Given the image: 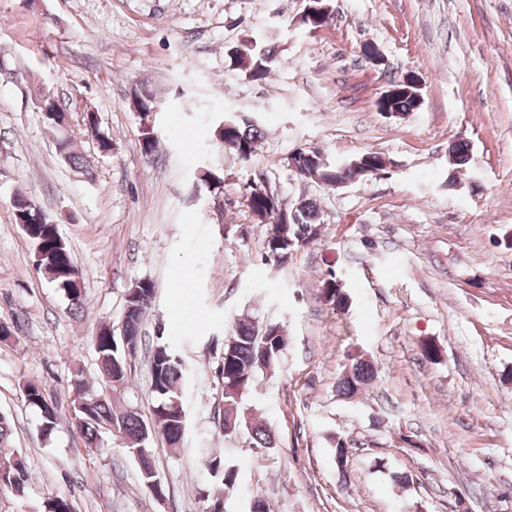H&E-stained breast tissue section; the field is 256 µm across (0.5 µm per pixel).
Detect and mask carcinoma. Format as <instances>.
<instances>
[{
	"instance_id": "cac0c4a2",
	"label": "carcinoma",
	"mask_w": 512,
	"mask_h": 512,
	"mask_svg": "<svg viewBox=\"0 0 512 512\" xmlns=\"http://www.w3.org/2000/svg\"><path fill=\"white\" fill-rule=\"evenodd\" d=\"M233 59L246 77L263 81L270 77L278 62L276 50L263 44L252 47L243 42L232 51ZM422 98L412 87L384 95L381 107L394 116H404L418 110ZM52 98L45 101V120L55 137L57 146L65 160L76 169L88 166V159L77 152L66 133L53 126ZM262 131L258 125L245 119L235 123V127L222 132L217 139L222 146L234 153L242 162H248L257 151ZM141 152L147 158L155 155L158 138L151 127L141 131ZM470 161L466 145H454L453 173L448 175V185H455V172L465 168ZM287 166L292 172H300V178L307 182L336 185L352 176L350 169L343 164L330 165L320 148L310 146L299 148L287 158ZM267 182L250 185L245 194V205L253 219L268 226L266 235V260L283 265L293 252L315 241L320 236L322 222L319 206L315 199L299 196L288 205L278 194H266ZM14 209H27L29 224L24 232L39 253V267L48 272L47 280L64 293L70 310L83 308L85 294L80 276L74 267V260L66 242L57 232V226L34 200L26 195H16ZM135 296L125 301L119 334L101 328L93 337L97 354L98 368L104 389L91 388L83 375H75L73 413L75 426L87 447L100 446L102 434L112 433L119 438L128 454L137 464L141 488L156 496L165 494L163 484L155 483L158 478L154 457L149 448L154 437L163 438L168 447L176 451L184 441L186 430V410L183 404V384L186 368L183 360L172 346L157 336L151 350L150 393L153 396L151 421L145 422L139 412L121 404L123 390L127 384L128 358L142 346V326L146 312L155 295V285L144 279L133 285ZM323 292L337 307L346 304V296L340 290L336 271L329 269V277L324 279ZM288 347V336L283 328L268 324L257 328L246 319L234 321L231 330L223 338L220 374L223 382L224 405L217 421L218 430L224 436L237 434L245 429L262 448L277 446L275 433L265 423L256 421L244 408V392L249 390L256 379L275 369ZM371 364L364 358L355 357L343 371L337 391L351 395L374 379ZM28 405L38 410L40 415L39 433L50 437L57 426L58 413L47 401L39 384L28 382L23 388ZM203 467L212 479L214 489L201 493L202 512H224L222 489L232 488L238 479L234 462L222 455H211L203 460ZM0 476L4 483L0 491L7 490L22 499L30 481L25 458L13 449L12 426L9 417L0 413Z\"/></svg>"
}]
</instances>
